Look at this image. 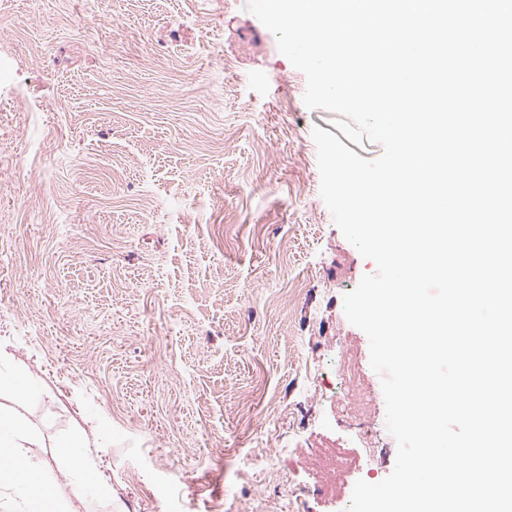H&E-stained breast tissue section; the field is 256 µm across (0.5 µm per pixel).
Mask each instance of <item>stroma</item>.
Segmentation results:
<instances>
[{
    "mask_svg": "<svg viewBox=\"0 0 512 512\" xmlns=\"http://www.w3.org/2000/svg\"><path fill=\"white\" fill-rule=\"evenodd\" d=\"M245 0H0V407L68 512H104L56 454L82 436L111 512H343L395 465L336 395L356 362L343 297L376 271L320 195L306 78ZM278 454L280 466H262ZM3 387L24 401L40 396L36 383L28 373L9 374L3 378L0 375V393Z\"/></svg>",
    "mask_w": 512,
    "mask_h": 512,
    "instance_id": "35a3bbf8",
    "label": "stroma"
}]
</instances>
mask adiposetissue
I'll use <instances>...</instances> for the list:
<instances>
[{"label":"adipose tissue","instance_id":"ef3b65f1","mask_svg":"<svg viewBox=\"0 0 512 512\" xmlns=\"http://www.w3.org/2000/svg\"><path fill=\"white\" fill-rule=\"evenodd\" d=\"M38 445L39 437L23 414L0 409V482H9L33 512H65L32 461L30 451Z\"/></svg>","mask_w":512,"mask_h":512}]
</instances>
